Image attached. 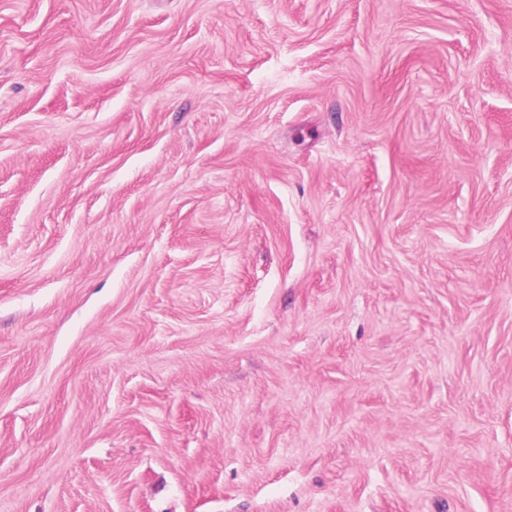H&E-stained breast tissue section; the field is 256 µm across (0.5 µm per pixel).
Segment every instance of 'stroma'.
Masks as SVG:
<instances>
[{
	"mask_svg": "<svg viewBox=\"0 0 512 512\" xmlns=\"http://www.w3.org/2000/svg\"><path fill=\"white\" fill-rule=\"evenodd\" d=\"M0 512H512V0H0Z\"/></svg>",
	"mask_w": 512,
	"mask_h": 512,
	"instance_id": "obj_1",
	"label": "stroma"
}]
</instances>
